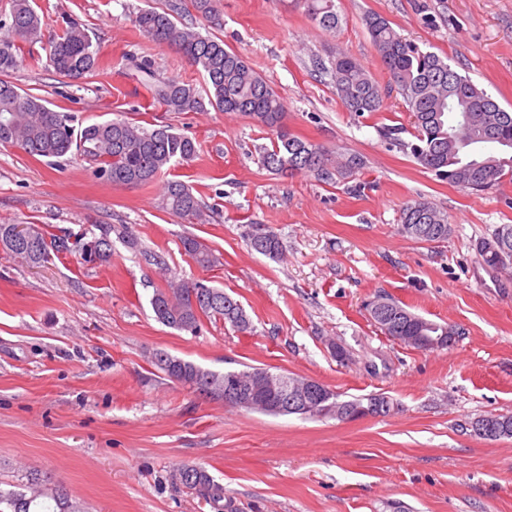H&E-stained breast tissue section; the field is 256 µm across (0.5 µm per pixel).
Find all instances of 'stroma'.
Segmentation results:
<instances>
[{"label":"stroma","mask_w":512,"mask_h":512,"mask_svg":"<svg viewBox=\"0 0 512 512\" xmlns=\"http://www.w3.org/2000/svg\"><path fill=\"white\" fill-rule=\"evenodd\" d=\"M35 2L51 30L66 17L84 25L100 71L61 78L44 44L24 43L13 82L76 127L119 116L148 130L169 125L199 152L148 185L115 186L82 158L51 162L0 143V224L112 227V260L102 266L68 255L32 269L0 253V487L35 473L66 489L80 512H222L175 483V470L190 465L222 484L238 512H512V438L488 443L464 427L512 413V274L485 266L475 249L512 224V180L475 192L416 162L415 126L365 24L381 15L510 110L512 0H335L332 32L302 0H217L220 38L280 96L285 129L362 156L361 169L335 182L267 172L259 150L272 133L247 117L169 112L153 98L149 80H205L133 18L170 9L207 31L193 0ZM340 52L386 86L380 111L348 112L317 68ZM143 61L150 73L139 71ZM390 128L398 143L385 139ZM170 181L193 189L208 223L163 209ZM420 197L447 212L448 240L400 232L402 206ZM256 224L276 232L279 258L249 247ZM186 236L219 263L199 266ZM167 271L224 289L252 332L215 318L193 335L159 323L150 301ZM379 294L458 337L421 351L385 336L365 308ZM160 351L219 373L255 365L348 397L383 393L398 407L345 421L249 412L167 377L153 363Z\"/></svg>","instance_id":"35a3bbf8"}]
</instances>
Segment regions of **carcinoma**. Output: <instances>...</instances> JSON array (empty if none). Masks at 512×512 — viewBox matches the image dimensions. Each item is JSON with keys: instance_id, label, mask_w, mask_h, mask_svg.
Segmentation results:
<instances>
[{"instance_id": "1", "label": "carcinoma", "mask_w": 512, "mask_h": 512, "mask_svg": "<svg viewBox=\"0 0 512 512\" xmlns=\"http://www.w3.org/2000/svg\"><path fill=\"white\" fill-rule=\"evenodd\" d=\"M195 9L210 23L219 26L221 18L215 0H194ZM311 19L322 29L332 31L339 23L334 0H305ZM365 23L382 66L389 75V86L402 96L406 110L414 117L416 142L411 155L424 169L450 184L475 192L490 190L512 176V111L495 97L461 75L447 60L399 35L385 18L371 14ZM6 25L23 42L33 43L44 36L46 18L31 0H11ZM139 31L158 44L176 48L205 74L206 93L190 81L164 80L152 85L154 98L169 112H201L211 107L218 112L248 117L276 135V142L261 151V165L268 172L287 177L309 173L321 181L345 179L363 166L355 154L342 159L326 148L305 141L283 126V105L276 92L238 53L224 47L218 37L203 35L192 27L178 25L166 11L144 9L135 17ZM12 42L0 43V143L13 144L34 158H63L72 153L90 161L96 173L114 185L138 186L152 182L172 161L188 162L197 156L196 142L168 125L146 130L124 119L89 124L77 131L71 119L44 104V100L23 91L7 74L16 65ZM47 63L71 81L94 75L100 69L97 52L81 24L68 20L61 33L49 38ZM330 77L336 94L350 112H378L383 106L384 89L350 56L338 53L329 64L317 62ZM162 205L172 214L193 224H203L209 215L192 188L168 183ZM16 225L0 224V249L28 267H40L51 256L71 253L79 242L80 263L103 265L112 257V226L101 225L97 240L100 252L94 258L84 255L81 237L69 231L49 232L40 224H28L26 240L14 235ZM400 231L419 242H441L453 228L445 211L425 199L406 204L400 213ZM507 235L504 250L477 248L482 261L504 268L512 265V225L503 226ZM250 246L270 258L282 251L277 234L270 227L257 225L249 238ZM183 248L202 267H211L218 258L194 238L183 240ZM224 290L201 281L170 279L151 299L153 312L163 325L181 332L195 333L201 317L222 319L242 333L252 324L242 307L225 305ZM366 309L375 326L386 336L417 349H425L428 336H456L448 325L426 319L406 305L378 296ZM183 383L201 394L223 398L224 378L191 361L167 356ZM376 406L375 416L386 417L395 409L393 399L383 393L344 400L341 394L325 388L317 416L341 419L339 411ZM175 480L203 500L224 502L225 512L235 510L224 486L203 468L185 467L175 471ZM43 480L30 476L16 489L0 488V512H33L36 500L46 496L53 501L51 512H75L62 487L51 492L42 489Z\"/></svg>"}]
</instances>
